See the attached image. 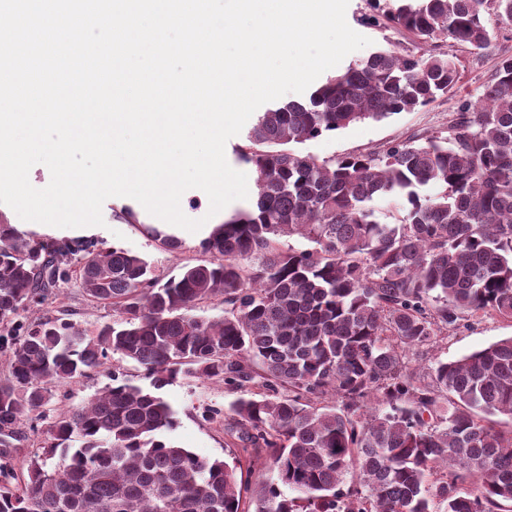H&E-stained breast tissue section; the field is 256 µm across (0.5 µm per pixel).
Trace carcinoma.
<instances>
[{
  "mask_svg": "<svg viewBox=\"0 0 512 512\" xmlns=\"http://www.w3.org/2000/svg\"><path fill=\"white\" fill-rule=\"evenodd\" d=\"M490 14L512 22V0L385 9L424 45L478 52L495 39ZM458 74L452 55L381 50L260 113L239 147L255 171L251 209L215 225L201 244L210 260L175 275L124 248L0 224V512H243V457L277 475L252 512H512V426L497 420H512V337L435 362L429 382L405 362L466 314L512 320V55L444 136L330 160L296 149L424 107ZM391 198L403 201L393 223L381 220ZM294 235L311 247L283 249ZM73 278L115 319L22 327ZM218 295L224 315L194 314ZM109 362L112 384L38 428L59 386ZM180 377L239 393L228 414L206 410L236 440L232 462L168 439L176 411L159 390ZM25 424L44 455L17 472Z\"/></svg>",
  "mask_w": 512,
  "mask_h": 512,
  "instance_id": "obj_1",
  "label": "carcinoma"
}]
</instances>
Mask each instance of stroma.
I'll return each instance as SVG.
<instances>
[{"label":"stroma","mask_w":512,"mask_h":512,"mask_svg":"<svg viewBox=\"0 0 512 512\" xmlns=\"http://www.w3.org/2000/svg\"><path fill=\"white\" fill-rule=\"evenodd\" d=\"M368 12L367 0H349L346 10L348 25L370 38L372 45L348 54L336 66V73H343L373 50L394 48L413 55L424 52V45L393 23L384 21L376 26L365 24L364 17ZM488 24L496 29L498 37L483 51L474 52L449 41L441 43V50L456 56L459 63L460 78L447 96L380 122L367 120L323 135L303 144V152L329 160L348 154L376 152L391 142L414 135L445 132L456 103L477 100L499 56L505 52L512 54V24L493 16L489 17ZM128 205L127 199L118 197L103 204L104 223L95 227L91 234L100 247L116 246L138 253L157 270L172 275L178 273L183 265L205 260L206 255L200 248V236L182 232L179 235L182 249L168 251L154 233L156 217L146 212H128ZM40 314L44 317L65 314L85 328L112 319L111 307L89 300L79 284L73 281L63 284L59 302L41 308ZM510 336L512 320L496 316L473 317L447 334L438 336L430 344L408 353L407 361L410 368L423 374L435 361H453ZM162 394L177 412L178 425L169 435L175 445L210 459H231L233 450L229 437L224 433L223 421L206 420L203 412L208 407L229 408L236 398L235 393L220 381L181 377L165 387Z\"/></svg>","instance_id":"stroma-1"}]
</instances>
